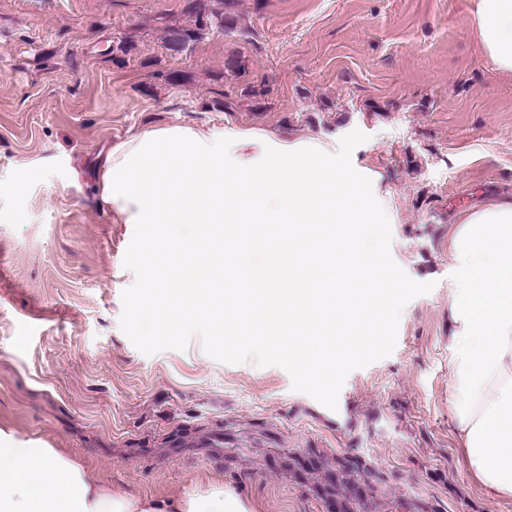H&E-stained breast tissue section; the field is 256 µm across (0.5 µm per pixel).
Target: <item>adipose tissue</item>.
Masks as SVG:
<instances>
[{
  "label": "adipose tissue",
  "mask_w": 512,
  "mask_h": 512,
  "mask_svg": "<svg viewBox=\"0 0 512 512\" xmlns=\"http://www.w3.org/2000/svg\"><path fill=\"white\" fill-rule=\"evenodd\" d=\"M470 27L496 71L512 76V0H475ZM448 393L465 463L512 495V199L474 206L448 240ZM0 512H237L223 490L136 498L91 480L54 448L0 436Z\"/></svg>",
  "instance_id": "1"
}]
</instances>
